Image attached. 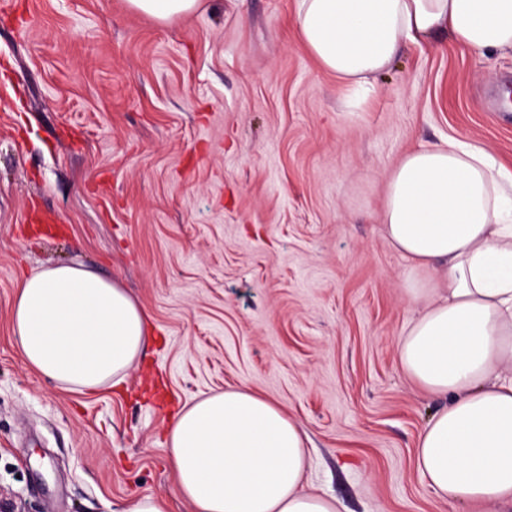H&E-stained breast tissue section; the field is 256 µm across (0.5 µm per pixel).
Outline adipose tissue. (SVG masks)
Masks as SVG:
<instances>
[{
  "label": "adipose tissue",
  "instance_id": "adipose-tissue-1",
  "mask_svg": "<svg viewBox=\"0 0 512 512\" xmlns=\"http://www.w3.org/2000/svg\"><path fill=\"white\" fill-rule=\"evenodd\" d=\"M295 22L352 90L443 31L471 52L512 57V0H296ZM381 221L409 263L408 299L425 304L397 344L404 375L439 403L416 466L448 504L512 512V173L468 142L411 151L390 173ZM12 327L27 367L85 393L123 384L151 334L124 288L77 264L25 276ZM167 446L191 512H339L303 486L300 424L252 387L185 404Z\"/></svg>",
  "mask_w": 512,
  "mask_h": 512
}]
</instances>
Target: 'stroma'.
<instances>
[{
    "instance_id": "stroma-1",
    "label": "stroma",
    "mask_w": 512,
    "mask_h": 512,
    "mask_svg": "<svg viewBox=\"0 0 512 512\" xmlns=\"http://www.w3.org/2000/svg\"><path fill=\"white\" fill-rule=\"evenodd\" d=\"M295 0H201L161 24L126 0H0V512H189L166 430L241 383L307 432L339 512H461L415 467L437 407L398 365L422 306L382 237L388 175L455 139L512 170V58L443 33L358 93L301 43ZM79 262L154 336L121 387L21 361L22 277ZM113 512H168L164 499L146 495L140 496L130 502L117 504Z\"/></svg>"
}]
</instances>
